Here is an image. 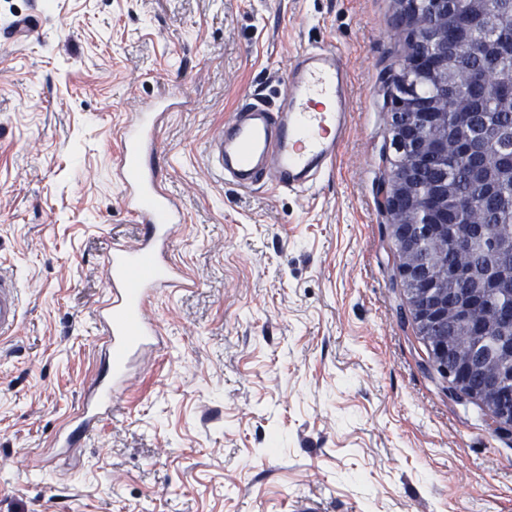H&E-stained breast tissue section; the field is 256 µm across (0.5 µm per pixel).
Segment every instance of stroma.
<instances>
[{"label":"stroma","instance_id":"1","mask_svg":"<svg viewBox=\"0 0 512 512\" xmlns=\"http://www.w3.org/2000/svg\"><path fill=\"white\" fill-rule=\"evenodd\" d=\"M0 268L22 293L0 344V512H512V437L449 399L396 278L380 189L393 0H0ZM340 52L352 120L320 185L239 190L204 155L247 96L283 91L305 49ZM186 99L154 159L182 202L194 288L149 315L169 336L111 418L52 457L101 365L93 309L112 244L140 226L112 179L114 132Z\"/></svg>","mask_w":512,"mask_h":512}]
</instances>
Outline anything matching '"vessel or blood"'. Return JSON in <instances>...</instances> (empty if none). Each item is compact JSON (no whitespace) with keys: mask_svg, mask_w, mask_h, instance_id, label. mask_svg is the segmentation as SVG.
I'll return each instance as SVG.
<instances>
[{"mask_svg":"<svg viewBox=\"0 0 512 512\" xmlns=\"http://www.w3.org/2000/svg\"><path fill=\"white\" fill-rule=\"evenodd\" d=\"M287 82L284 104L251 95L208 143L213 169L241 190L261 183L282 191L308 190L335 168L352 112L341 55L321 47L304 50ZM171 107L168 97L156 98L116 133L121 150L113 177L124 209L142 225L143 234L136 247H114L105 256L106 289L94 310V341L102 346L106 370L85 391L76 415L57 430L56 447H78L111 417L138 362L167 345L149 307L160 295L195 285L173 258L172 234L183 222V210L151 164L157 129ZM19 321L17 282L0 269V342L15 335Z\"/></svg>","mask_w":512,"mask_h":512,"instance_id":"obj_1","label":"vessel or blood"}]
</instances>
